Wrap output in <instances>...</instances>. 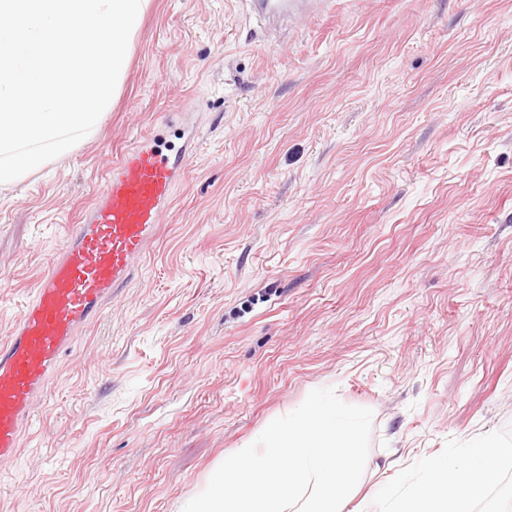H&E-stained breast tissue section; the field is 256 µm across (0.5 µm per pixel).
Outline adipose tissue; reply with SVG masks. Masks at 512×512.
<instances>
[{
    "instance_id": "1",
    "label": "adipose tissue",
    "mask_w": 512,
    "mask_h": 512,
    "mask_svg": "<svg viewBox=\"0 0 512 512\" xmlns=\"http://www.w3.org/2000/svg\"><path fill=\"white\" fill-rule=\"evenodd\" d=\"M512 457V446L488 436L451 460L428 464L427 477L390 497L388 512H470L499 463Z\"/></svg>"
}]
</instances>
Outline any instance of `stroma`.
Here are the masks:
<instances>
[{
	"instance_id": "stroma-1",
	"label": "stroma",
	"mask_w": 512,
	"mask_h": 512,
	"mask_svg": "<svg viewBox=\"0 0 512 512\" xmlns=\"http://www.w3.org/2000/svg\"><path fill=\"white\" fill-rule=\"evenodd\" d=\"M197 130L139 276L0 464V512H177L311 390L373 412L359 512L512 444V0H153L98 131L0 190V342L114 161Z\"/></svg>"
}]
</instances>
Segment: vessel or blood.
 Returning <instances> with one entry per match:
<instances>
[{
	"label": "vessel or blood",
	"mask_w": 512,
	"mask_h": 512,
	"mask_svg": "<svg viewBox=\"0 0 512 512\" xmlns=\"http://www.w3.org/2000/svg\"><path fill=\"white\" fill-rule=\"evenodd\" d=\"M190 159L142 139L113 166L97 202L67 234L15 332L0 342V462L18 454L23 421L78 330L135 279Z\"/></svg>",
	"instance_id": "obj_1"
}]
</instances>
